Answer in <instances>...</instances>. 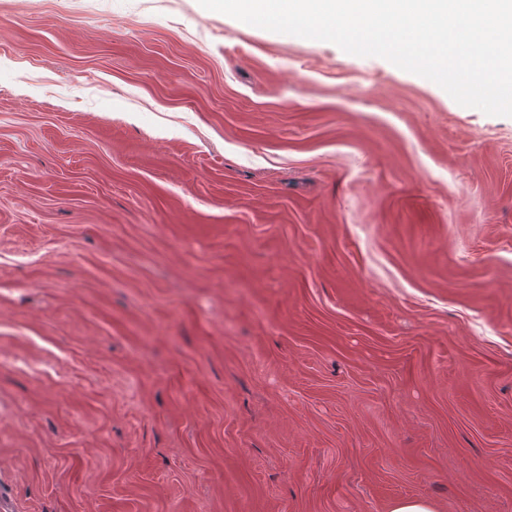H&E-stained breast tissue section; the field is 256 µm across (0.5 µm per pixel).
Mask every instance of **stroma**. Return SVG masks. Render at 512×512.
<instances>
[{
	"label": "stroma",
	"mask_w": 512,
	"mask_h": 512,
	"mask_svg": "<svg viewBox=\"0 0 512 512\" xmlns=\"http://www.w3.org/2000/svg\"><path fill=\"white\" fill-rule=\"evenodd\" d=\"M15 512H512V117L198 0H0Z\"/></svg>",
	"instance_id": "35a3bbf8"
}]
</instances>
